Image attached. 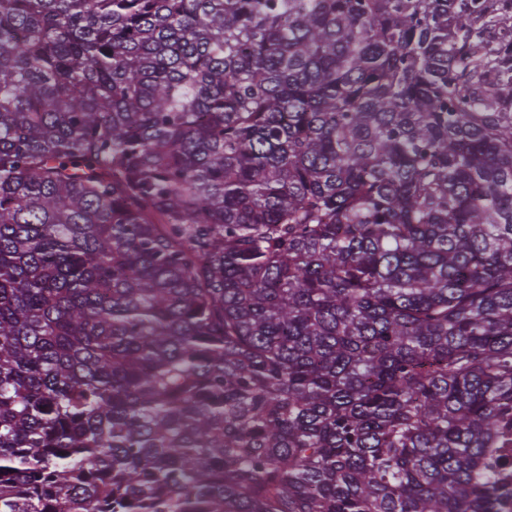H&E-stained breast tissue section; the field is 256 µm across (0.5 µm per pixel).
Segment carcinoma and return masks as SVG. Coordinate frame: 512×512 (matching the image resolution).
Instances as JSON below:
<instances>
[{"instance_id":"cac0c4a2","label":"carcinoma","mask_w":512,"mask_h":512,"mask_svg":"<svg viewBox=\"0 0 512 512\" xmlns=\"http://www.w3.org/2000/svg\"><path fill=\"white\" fill-rule=\"evenodd\" d=\"M512 0H0V512L512 500Z\"/></svg>"}]
</instances>
